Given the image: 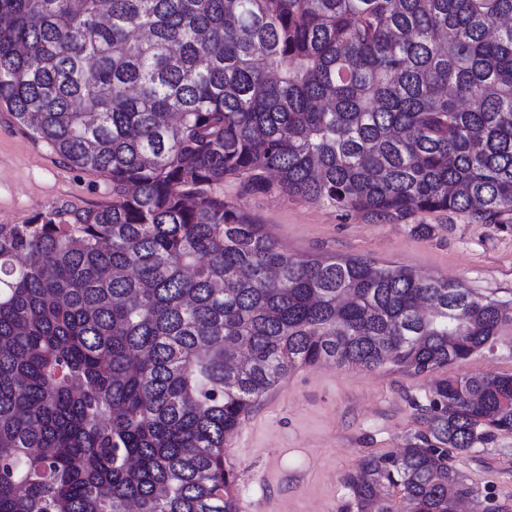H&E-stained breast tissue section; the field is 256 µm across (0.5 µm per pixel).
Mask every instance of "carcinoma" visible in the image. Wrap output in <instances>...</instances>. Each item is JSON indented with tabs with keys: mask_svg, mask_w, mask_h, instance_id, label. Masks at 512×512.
Segmentation results:
<instances>
[{
	"mask_svg": "<svg viewBox=\"0 0 512 512\" xmlns=\"http://www.w3.org/2000/svg\"><path fill=\"white\" fill-rule=\"evenodd\" d=\"M0 103L112 184L0 224V512H237L225 436L294 369L426 373L512 322L457 281L296 257L221 191L500 223L512 0H0ZM502 434L512 376L441 380L426 431L346 475L358 512H460L452 451Z\"/></svg>",
	"mask_w": 512,
	"mask_h": 512,
	"instance_id": "carcinoma-1",
	"label": "carcinoma"
}]
</instances>
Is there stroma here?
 <instances>
[{
    "instance_id": "35a3bbf8",
    "label": "stroma",
    "mask_w": 512,
    "mask_h": 512,
    "mask_svg": "<svg viewBox=\"0 0 512 512\" xmlns=\"http://www.w3.org/2000/svg\"><path fill=\"white\" fill-rule=\"evenodd\" d=\"M235 200L289 253L361 257L444 277L512 306V214L484 224L468 213L415 211L384 219L344 213L282 192L244 191ZM108 178L64 164L17 125L0 104V223L25 224L52 210L111 203ZM430 225L418 235L414 225ZM512 375V324L465 359L422 374L387 365L374 370L306 365L264 394L224 443L237 500L252 512H357L345 476L366 456L392 455L426 427L441 379ZM454 466L479 490L490 512H512V435L455 455Z\"/></svg>"
}]
</instances>
